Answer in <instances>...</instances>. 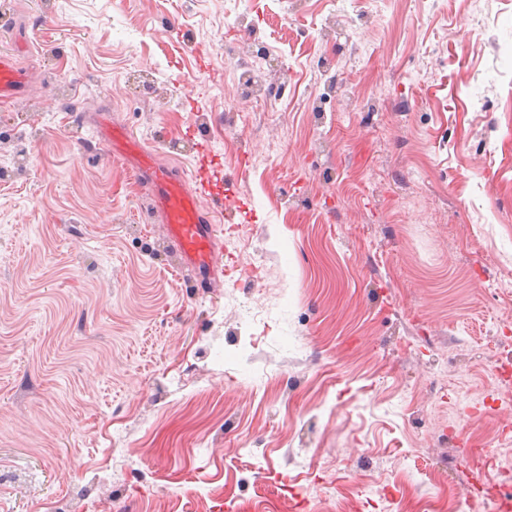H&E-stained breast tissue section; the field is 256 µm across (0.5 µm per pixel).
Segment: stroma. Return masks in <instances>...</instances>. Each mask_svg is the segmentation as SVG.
<instances>
[{"label": "stroma", "mask_w": 512, "mask_h": 512, "mask_svg": "<svg viewBox=\"0 0 512 512\" xmlns=\"http://www.w3.org/2000/svg\"><path fill=\"white\" fill-rule=\"evenodd\" d=\"M228 16L262 26L293 97L237 99ZM9 19L0 49L35 86L0 107V512L214 493V512H330L344 487L419 512L512 479L461 464L512 428L481 404L512 368V0H14ZM106 108L161 163L192 169L205 142L232 182L220 284L195 288L134 176L86 153ZM399 472L397 501L368 494Z\"/></svg>", "instance_id": "obj_1"}]
</instances>
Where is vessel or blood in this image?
Listing matches in <instances>:
<instances>
[{"instance_id":"1","label":"vessel or blood","mask_w":512,"mask_h":512,"mask_svg":"<svg viewBox=\"0 0 512 512\" xmlns=\"http://www.w3.org/2000/svg\"><path fill=\"white\" fill-rule=\"evenodd\" d=\"M32 89L30 74L16 54L0 51V103H13ZM92 147L120 160L143 185L151 211L161 217L182 263L197 270L204 285L219 281L224 264L217 257L215 222L231 208L234 198L212 188L205 175L206 159H199L189 173L161 164L153 150L125 125L113 122L107 112L97 117Z\"/></svg>"}]
</instances>
